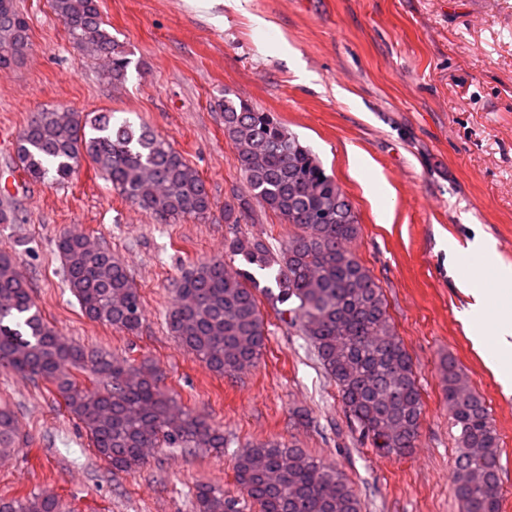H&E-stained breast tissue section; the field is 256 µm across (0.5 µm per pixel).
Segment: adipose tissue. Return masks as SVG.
<instances>
[{"label": "adipose tissue", "mask_w": 512, "mask_h": 512, "mask_svg": "<svg viewBox=\"0 0 512 512\" xmlns=\"http://www.w3.org/2000/svg\"><path fill=\"white\" fill-rule=\"evenodd\" d=\"M472 255L495 258V241L479 234L464 247L454 241L448 244V257L453 261L459 280L464 282L472 298L468 321L475 330L474 340L479 344L493 341L496 355L511 356L512 313L489 308L487 294L477 281L478 271L468 262Z\"/></svg>", "instance_id": "obj_1"}]
</instances>
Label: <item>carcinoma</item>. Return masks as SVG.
<instances>
[{"label":"carcinoma","mask_w":512,"mask_h":512,"mask_svg":"<svg viewBox=\"0 0 512 512\" xmlns=\"http://www.w3.org/2000/svg\"><path fill=\"white\" fill-rule=\"evenodd\" d=\"M70 37L105 63L103 75L125 79L130 59L112 37L98 0H51ZM31 49L29 24L15 0H0V69ZM224 132L234 143L249 198L224 201V223L238 224L251 202L298 229L274 253L257 236H234L233 257L276 269L265 292L281 304L336 383L351 426L388 455L415 446L423 402L414 365L391 323L382 287L351 249L361 225L353 205L313 151L271 112L224 96ZM15 155L32 182H67L88 160L132 205L162 218L202 219L212 200L204 180L172 144L148 126L110 112L44 107L18 134ZM16 221V200L0 197V224ZM64 280L83 315L135 333L143 320L138 288L112 251L82 232L56 243ZM177 303L166 325L183 350L219 375L254 366L267 329L247 271L211 259L175 282ZM0 367L51 383L113 470L139 472L151 448L224 447V431L191 414L158 384L157 372L106 350H88L43 318L14 257L0 253ZM445 399L458 429L453 491L463 512H501L499 434L482 398L466 385L453 358L443 364ZM10 410L0 409V456L17 445ZM241 495L211 484L195 488L197 512H362L353 487L331 465L301 448L267 440L236 456ZM0 512H63L51 494L0 499Z\"/></svg>","instance_id":"cac0c4a2"}]
</instances>
